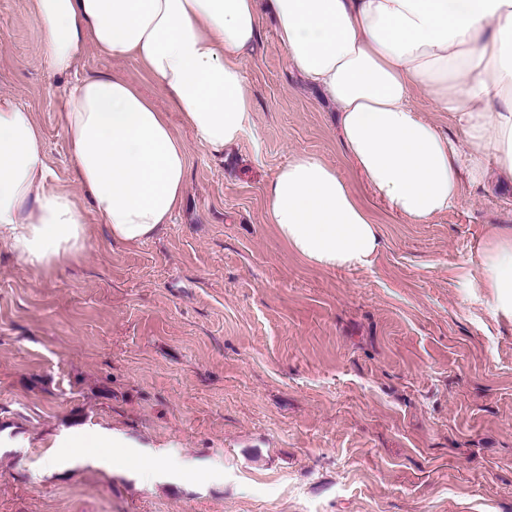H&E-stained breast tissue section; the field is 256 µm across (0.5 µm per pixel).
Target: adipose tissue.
Segmentation results:
<instances>
[{
	"mask_svg": "<svg viewBox=\"0 0 512 512\" xmlns=\"http://www.w3.org/2000/svg\"><path fill=\"white\" fill-rule=\"evenodd\" d=\"M43 58L75 72L82 49L137 59L215 155L253 124L243 65L256 45L257 0H29ZM293 66L339 110L342 144L363 183L411 224L459 200L489 165L512 180V0H269ZM424 95L457 122L451 141L413 106ZM59 121L72 188L56 184L33 113L0 95V247L38 271L86 251L89 199L113 241L137 245L169 224L186 188V145L168 113L118 75L75 80ZM268 223L289 251L325 270L369 264L381 247L373 212L321 159L298 155L267 189ZM469 284L512 317V229L470 261ZM57 448H128L121 431L84 427Z\"/></svg>",
	"mask_w": 512,
	"mask_h": 512,
	"instance_id": "ef3b65f1",
	"label": "adipose tissue"
}]
</instances>
